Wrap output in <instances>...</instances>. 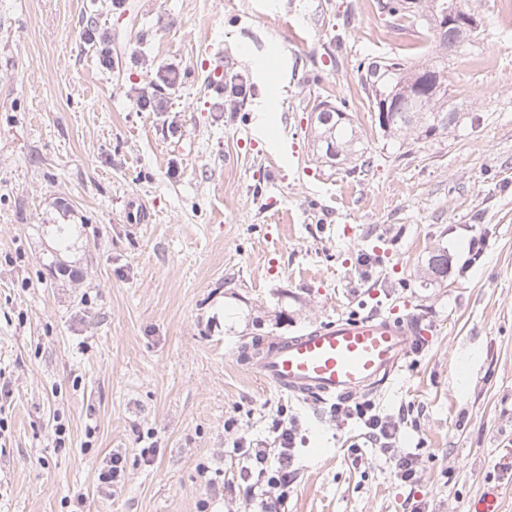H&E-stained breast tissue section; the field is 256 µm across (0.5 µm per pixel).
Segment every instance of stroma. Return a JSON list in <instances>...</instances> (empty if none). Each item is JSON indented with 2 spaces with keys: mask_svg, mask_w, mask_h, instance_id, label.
Listing matches in <instances>:
<instances>
[{
  "mask_svg": "<svg viewBox=\"0 0 512 512\" xmlns=\"http://www.w3.org/2000/svg\"><path fill=\"white\" fill-rule=\"evenodd\" d=\"M483 14L479 47L448 59L466 120L402 145L372 125L358 71L431 43L375 0H0V512H252L219 492L240 470L224 423L262 437L280 405L300 428L285 512H471L490 489L512 512V9ZM272 41L286 54L267 74L252 57ZM275 93L269 143L255 130ZM323 102L370 168L313 158ZM48 224L76 226L69 248ZM439 247L448 275L430 280ZM373 312L426 331L367 396L400 419L411 484L356 421L239 356ZM115 452L126 479L107 494ZM394 462V472L396 478L403 483H413L417 481L418 462L412 454H392Z\"/></svg>",
  "mask_w": 512,
  "mask_h": 512,
  "instance_id": "1",
  "label": "stroma"
}]
</instances>
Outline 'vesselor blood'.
<instances>
[{"mask_svg":"<svg viewBox=\"0 0 512 512\" xmlns=\"http://www.w3.org/2000/svg\"><path fill=\"white\" fill-rule=\"evenodd\" d=\"M422 330L412 315L341 317L267 344L254 373L284 393L352 399L391 383Z\"/></svg>","mask_w":512,"mask_h":512,"instance_id":"vessel-or-blood-1","label":"vessel or blood"}]
</instances>
